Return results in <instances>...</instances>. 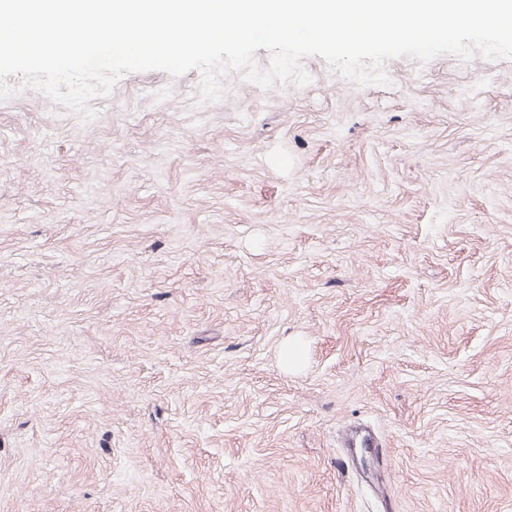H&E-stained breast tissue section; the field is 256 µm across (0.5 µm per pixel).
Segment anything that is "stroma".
<instances>
[{
    "instance_id": "1",
    "label": "stroma",
    "mask_w": 512,
    "mask_h": 512,
    "mask_svg": "<svg viewBox=\"0 0 512 512\" xmlns=\"http://www.w3.org/2000/svg\"><path fill=\"white\" fill-rule=\"evenodd\" d=\"M304 67L8 77L0 512H512V60Z\"/></svg>"
}]
</instances>
